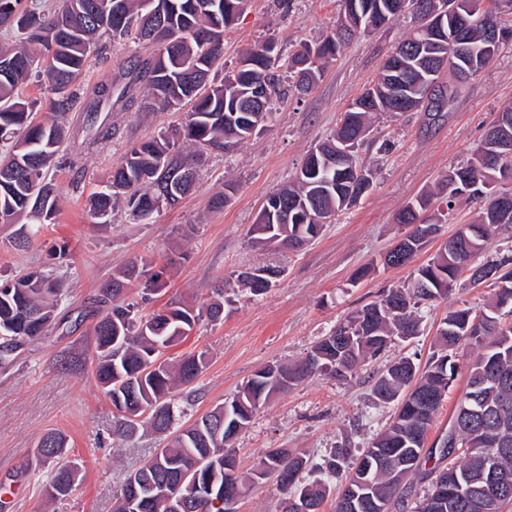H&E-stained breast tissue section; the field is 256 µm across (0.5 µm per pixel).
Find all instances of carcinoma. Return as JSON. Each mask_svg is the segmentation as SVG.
I'll return each mask as SVG.
<instances>
[{
    "mask_svg": "<svg viewBox=\"0 0 512 512\" xmlns=\"http://www.w3.org/2000/svg\"><path fill=\"white\" fill-rule=\"evenodd\" d=\"M440 0H409L407 13L416 23L385 59L377 78L343 113L329 138L317 144L296 174L293 184L271 193L265 201L273 214L264 224L249 230L251 246L262 249L276 238L295 240L298 246L315 239L323 227L363 197L362 186H372L376 171L367 165L359 150L367 143L374 116L379 112L400 116L421 112L427 124L447 118L439 101L452 102L461 86L491 64L501 44L489 41L487 29L502 26L500 0H453L456 8L445 16L446 38L422 39L429 26L426 13L437 9ZM247 0H60L58 11L46 16L27 0H0V15L13 13L11 27L21 32L19 43L0 47V224H13L24 215L32 224H52L57 214L54 185L45 180L50 165L66 137L61 125L34 122V104L15 96L32 73L42 69L57 98L49 106L64 113L73 109L78 96L75 84L88 58L102 52L99 35L112 40H138L157 46L154 58L144 66L134 65L123 73L128 82L115 80L99 88L98 97L124 98L132 84L146 82L147 107L165 109L184 102L191 105L183 127V138L209 151L224 152V143L239 145L258 134L280 97L281 75L297 78L294 92L302 95L321 76L327 63L336 59L352 35L365 33L398 18L392 0H342V18H363L361 28L340 35L332 29L323 39L304 44L284 59L274 40L269 39L240 59L224 77H212L224 65V27L241 13ZM314 56L311 65L301 68L304 57ZM264 82L269 96L257 109H250L248 96L253 85ZM498 135L483 138L467 163L448 170L438 186L447 212L461 197L481 203L475 221L465 224L426 264L419 266L404 288H388L375 301L356 310L293 365H268L255 372L230 401L215 407L190 426L173 429V401L176 389L192 384L205 365V352L189 354L173 361L164 352L183 342L204 317L215 322L223 318L224 298L194 308L184 303L139 317L135 305L124 298L126 288L138 282L143 290L157 293L163 288L160 274L146 265L132 263L102 284L91 297L99 388L111 401L126 399L135 391L136 415L150 409L162 414L134 421L118 416L116 434L132 435L142 429L168 438L153 457L135 471L136 482L125 480L115 498L113 512H164L159 503L145 497L143 489L156 482L163 471L182 480L180 491L193 499L198 494L196 478L209 474L215 498L240 499L249 483L280 469L314 472L320 466L308 458L274 449L261 457L251 476L237 469L232 444L249 426L255 411L270 397L316 374L345 379L369 357L384 351L397 338L418 332L421 306L445 299L461 275L474 285L494 290L491 302L482 311L483 319L473 323L476 313L462 304L450 311L437 331L438 349L424 366L402 357L377 376L373 393L383 402L397 401L396 415L389 427L344 470L350 452L336 448L326 461L330 476L342 475L343 492L335 497L332 512H391L403 498V482L420 471L428 461L425 448L432 422L442 406L458 370L454 350L469 344L477 350L469 362L468 390L451 416V425L439 444L440 455L449 458L461 453V460L437 472L413 512H436L435 501H448L457 481L473 478L464 507L456 512H483L497 500L493 512L512 503V491L495 494L494 484L480 479L493 467L512 481V325H500L501 306L512 313V255L477 261L492 229L512 224L494 202L495 183L512 175V107L496 113L489 124ZM349 148L343 165L328 162L334 145ZM196 169L188 155L174 149L166 139L131 146L112 166V175L91 197L90 212L97 223L112 220L116 207L140 221L159 209L158 195L173 196L174 209L189 191ZM433 200L425 192L396 215V221L411 230L384 256V264L401 267L408 261L397 259L404 248L416 255L430 242L437 223L420 218ZM263 281L237 282L259 295L267 292L281 270L266 267ZM60 288L42 273H29L0 281V362L56 324ZM429 395L426 407L416 394ZM57 460L48 497L69 495L79 481L80 471L63 460L66 437L58 431L46 433ZM283 500L299 493L298 501L309 512H322L331 492L327 481L319 479L303 485L295 481L280 489Z\"/></svg>",
    "mask_w": 512,
    "mask_h": 512,
    "instance_id": "carcinoma-1",
    "label": "carcinoma"
}]
</instances>
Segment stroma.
I'll return each mask as SVG.
<instances>
[{"mask_svg":"<svg viewBox=\"0 0 512 512\" xmlns=\"http://www.w3.org/2000/svg\"><path fill=\"white\" fill-rule=\"evenodd\" d=\"M340 11L341 0H251L224 33V62L236 65L246 50L267 39L290 54L300 43L329 33ZM411 26V17L404 15L357 35L308 94L278 104L258 135L223 155L200 153L199 177L178 208H160L146 221L120 212L106 225L95 223L90 214L92 194L133 143L172 136L184 113L142 112L116 101L109 114L110 138L89 143L86 109L100 85L152 56L155 47L111 43L92 57L78 81L79 102L62 118L69 137L46 171L57 188L54 223L28 225L31 238L22 248L15 243L14 225L0 224V279L40 271L62 289L57 325L0 364V512H112L125 476L158 448L159 437L150 433L114 435L117 413L93 375L88 301L128 261L166 269L167 285L159 293L129 291L144 313L173 300L203 301L215 286L224 288L223 320L201 322L165 353L169 359L194 351L206 354L199 377L175 398L177 422L187 425L232 399L260 368L304 358L382 290L406 285L416 266L427 263L460 225L476 219L475 204L459 200L454 219L442 221L437 238L412 264L384 267V255L406 232L395 222L397 212L433 188L450 167L466 163L494 113L512 105V42L466 83L445 122L427 126L417 112L377 116L375 141L361 151L362 159L376 168V180L317 239L295 252L276 246L257 250L248 242L267 195L288 184L308 151L335 130ZM224 192L229 195L224 208L212 209L211 199ZM254 266L282 271L261 296L239 287L234 277ZM364 266L370 274L354 280ZM490 293L460 278L452 295L421 308L417 335L396 340L352 377L315 376L273 395L234 441L241 472L254 469L272 448L318 464L344 445L360 455L395 412L394 405L374 398L372 375L401 357L426 363L449 308L464 303L482 310ZM50 430L66 435L69 455L81 466L75 490L54 501L48 500L46 487L56 464L36 458L37 443Z\"/></svg>","mask_w":512,"mask_h":512,"instance_id":"35a3bbf8","label":"stroma"}]
</instances>
